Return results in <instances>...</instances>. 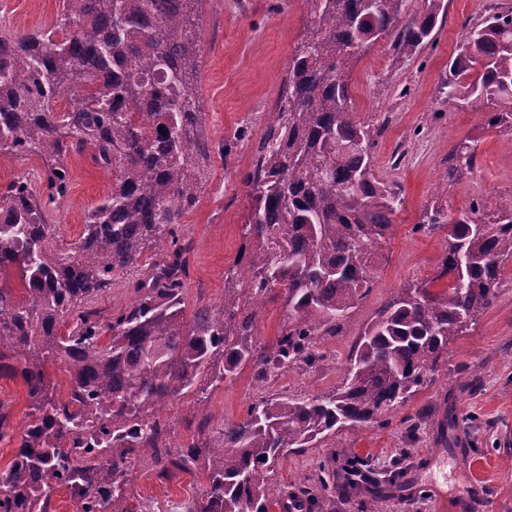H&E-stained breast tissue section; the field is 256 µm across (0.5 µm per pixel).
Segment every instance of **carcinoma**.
<instances>
[{
    "label": "carcinoma",
    "instance_id": "cac0c4a2",
    "mask_svg": "<svg viewBox=\"0 0 512 512\" xmlns=\"http://www.w3.org/2000/svg\"><path fill=\"white\" fill-rule=\"evenodd\" d=\"M201 2L62 0L53 31L0 30V149L49 160L40 182L15 180L0 191L8 215L0 277L15 271L23 291L19 298L0 284V374L22 379L28 409L18 453L0 468V512H48L57 489L77 512H155L150 500L129 505L132 472L147 458L164 481L204 467L208 487L185 512L282 508L268 480L286 452L323 448L410 398L451 337L495 300L512 260V194L498 198L491 217L479 202L457 214L425 212L414 230L444 232L442 271L377 311L336 390L260 399L238 423L202 412L197 438L174 441L160 416L167 400L196 393L202 405L208 388L247 365L265 379L328 362L317 337L342 330L371 290L378 249L403 205L374 174L386 123L356 118L351 71L382 37L405 58L433 43L444 9L443 0H423L422 14L411 16L413 0H309L313 17L245 177L248 248L224 271L222 305H199L188 317L182 218L198 202L214 153L196 92ZM54 89L76 102L58 110ZM441 93L487 113L491 128H512V12L466 28ZM83 153L114 182L62 250L49 213L68 196L69 157ZM475 157L472 140L456 144L443 188L472 172ZM118 272L134 300L105 315L90 302ZM278 288L288 322L260 347L256 319ZM58 360L70 378L65 398L46 375ZM346 473L355 486L377 482L359 456ZM319 485L309 512H323L336 473Z\"/></svg>",
    "mask_w": 512,
    "mask_h": 512
}]
</instances>
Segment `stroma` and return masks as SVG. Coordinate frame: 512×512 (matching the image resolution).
<instances>
[{
	"instance_id": "stroma-1",
	"label": "stroma",
	"mask_w": 512,
	"mask_h": 512,
	"mask_svg": "<svg viewBox=\"0 0 512 512\" xmlns=\"http://www.w3.org/2000/svg\"><path fill=\"white\" fill-rule=\"evenodd\" d=\"M503 7V0H444L433 44L412 59H399L387 38L358 59L352 72L353 110L358 117L385 121L374 150V173L393 183L404 199L393 218L395 232L376 263L374 286L352 309L343 330L319 338L317 347L329 359L326 367L277 371L264 381L243 368L212 390L206 409L215 421H243L250 404L274 394L312 397L337 388L362 327L400 289L428 282L441 271L447 241L440 231H415L423 213L437 206L457 212L476 198L491 207L512 193V133L488 127L484 113L462 109L439 92L465 27ZM60 9L61 0H0V28L15 34L47 28ZM310 20L306 0L202 4L197 88L208 135L219 142L245 126L250 141L228 160L216 161L205 192L183 217L190 242L187 308H216L224 300V273L247 245L250 197L244 178L254 145ZM465 138L476 147L472 173L438 191L451 149ZM69 168V196L49 217L63 244L78 238L87 210L113 182L86 155L72 157ZM448 407L460 422L444 437L437 421ZM354 455L367 459L383 480L360 491L336 492L331 512H512L511 260L502 267L493 304L449 342L447 359L428 373L419 391L389 412L386 425L342 430L330 447L287 453L270 482L276 495H291L313 485L322 468ZM401 456L405 473L388 481L393 461ZM207 485L200 469L166 482L141 469L132 491L156 501L159 512H169L174 503L202 496Z\"/></svg>"
}]
</instances>
